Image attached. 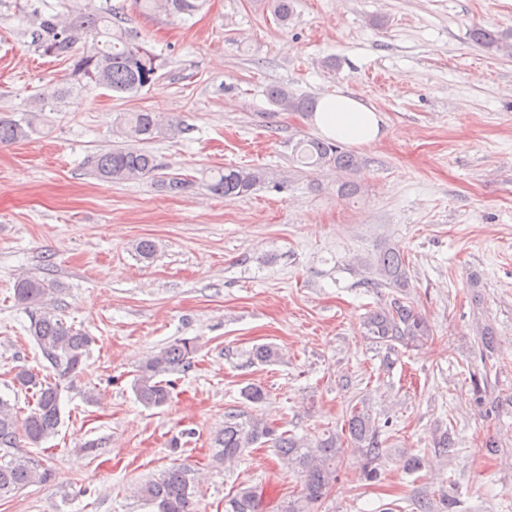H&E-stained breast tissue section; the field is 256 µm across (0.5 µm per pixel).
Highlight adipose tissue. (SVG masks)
Masks as SVG:
<instances>
[{
  "label": "adipose tissue",
  "mask_w": 512,
  "mask_h": 512,
  "mask_svg": "<svg viewBox=\"0 0 512 512\" xmlns=\"http://www.w3.org/2000/svg\"><path fill=\"white\" fill-rule=\"evenodd\" d=\"M312 123L325 138L356 147L373 144L383 135L380 112L341 91L320 99Z\"/></svg>",
  "instance_id": "adipose-tissue-1"
}]
</instances>
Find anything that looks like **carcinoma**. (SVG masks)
Wrapping results in <instances>:
<instances>
[{"mask_svg": "<svg viewBox=\"0 0 512 512\" xmlns=\"http://www.w3.org/2000/svg\"><path fill=\"white\" fill-rule=\"evenodd\" d=\"M135 4L144 12L178 19L197 13L203 0H135ZM10 15L25 23V34L31 38L29 47L41 56L63 60L68 73L65 81L48 84L30 98L20 118L0 115V145L16 144L41 133L42 112L61 111L79 90L101 87L135 95L158 81L159 55L136 31L124 26L122 12L114 8L75 6L64 15L49 0H0V19ZM471 37L491 52L512 56V28L480 27L471 32ZM267 97L285 112H312L315 108L313 98L297 95L285 86L269 88ZM122 126L132 145L93 156L89 161L92 175L118 184L155 175L160 165L143 145L162 135L171 126L169 119L144 109L129 113ZM294 157L297 163L317 169L354 172L361 167L358 156L314 138L298 142ZM263 179L259 168L217 169L211 172L207 188L214 195L232 199L247 194ZM158 182L172 194L183 193L193 185L192 179L181 174H164ZM408 268L403 251L387 248L376 259L379 280L368 282L370 288H392L398 293L390 303L370 311L365 320L369 334L389 347L395 342H423L433 334L430 322L404 299L410 287ZM48 293L44 281L37 277L22 275L16 279L14 298L28 312L27 331L49 363L52 376L43 377L26 367L17 369L15 386L32 393L33 398L30 412L23 419L15 405L0 397V497L32 483L51 481V470L20 448L19 435L37 447L57 432L62 383L83 372L93 342L91 336L66 324L55 309L48 307ZM197 352L195 340L180 339L150 355L134 374L132 389L137 400L148 408L166 405L172 397L167 376L191 368ZM278 356L271 344L257 345L250 353L251 360L260 364L273 363ZM344 427L345 440L357 449L362 475L369 481L377 480L380 473L375 463L383 454L382 427L365 406L351 408ZM261 443L274 448L302 483L299 497L284 504L281 512H313L336 484L342 439L332 433L310 442L281 432L256 416L230 411L224 415V427L214 440V461L232 463L245 449ZM135 494L153 504L157 512H199L195 484L189 469L183 466L170 467L151 477L135 489ZM224 512H262V491L257 486L240 487L225 500Z\"/></svg>", "mask_w": 512, "mask_h": 512, "instance_id": "1", "label": "carcinoma"}]
</instances>
